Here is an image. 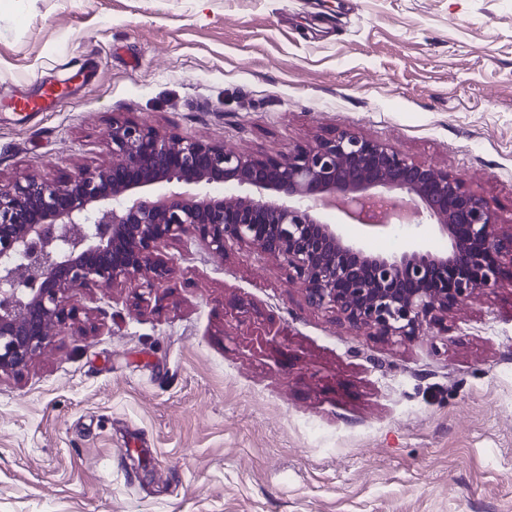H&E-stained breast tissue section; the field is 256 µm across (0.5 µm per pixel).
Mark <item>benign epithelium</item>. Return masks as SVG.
Masks as SVG:
<instances>
[{"label":"benign epithelium","mask_w":512,"mask_h":512,"mask_svg":"<svg viewBox=\"0 0 512 512\" xmlns=\"http://www.w3.org/2000/svg\"><path fill=\"white\" fill-rule=\"evenodd\" d=\"M108 136L105 167L0 184L1 370L26 368L56 325L77 318L71 291L162 287L159 252L173 240L216 255L253 246L286 266L309 305L394 343L447 335L448 313L512 271V233L485 197L382 141L340 131L256 157L132 120ZM379 198L401 220H435L447 252L416 233L400 252L374 254L325 219L341 204L351 220L385 227L366 210Z\"/></svg>","instance_id":"1"}]
</instances>
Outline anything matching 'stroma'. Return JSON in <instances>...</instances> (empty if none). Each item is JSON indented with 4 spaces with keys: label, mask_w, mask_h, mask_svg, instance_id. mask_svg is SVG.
<instances>
[{
    "label": "stroma",
    "mask_w": 512,
    "mask_h": 512,
    "mask_svg": "<svg viewBox=\"0 0 512 512\" xmlns=\"http://www.w3.org/2000/svg\"><path fill=\"white\" fill-rule=\"evenodd\" d=\"M116 119L258 157L349 129L507 218L512 0H0V183L108 165ZM161 258L0 370V512H512V282L396 344L253 248Z\"/></svg>",
    "instance_id": "1"
}]
</instances>
